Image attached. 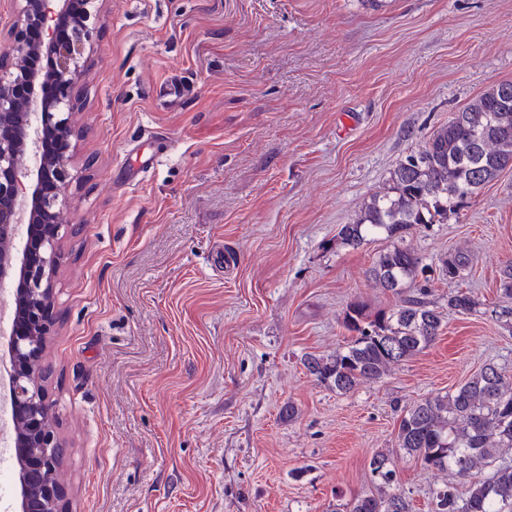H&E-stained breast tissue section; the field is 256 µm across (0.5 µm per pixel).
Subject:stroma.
<instances>
[{
	"label": "stroma",
	"instance_id": "1",
	"mask_svg": "<svg viewBox=\"0 0 512 512\" xmlns=\"http://www.w3.org/2000/svg\"><path fill=\"white\" fill-rule=\"evenodd\" d=\"M87 65L46 382L71 512H334L375 492L378 453L412 512L466 492L397 432L403 407L485 364L512 374V329L491 317L512 304V170L405 240L443 314L430 346L347 394L301 360L350 340V303L394 307L369 276L386 240L338 231L512 80V0H103ZM454 250L478 312L448 310Z\"/></svg>",
	"mask_w": 512,
	"mask_h": 512
}]
</instances>
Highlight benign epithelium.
Wrapping results in <instances>:
<instances>
[{"mask_svg": "<svg viewBox=\"0 0 512 512\" xmlns=\"http://www.w3.org/2000/svg\"><path fill=\"white\" fill-rule=\"evenodd\" d=\"M13 3L12 22L0 28V284L10 285L13 313L0 365L20 465L19 512H66V494L55 477L64 442L44 386L52 369L44 308L53 299L64 237L59 199L71 182L75 137L69 114L87 75L83 58L93 47L100 6L97 0ZM65 17L72 32L59 41L57 25ZM33 23L42 31L38 43L27 38ZM46 52L50 70L31 69V59ZM45 81L54 86L50 106L38 102Z\"/></svg>", "mask_w": 512, "mask_h": 512, "instance_id": "benign-epithelium-1", "label": "benign epithelium"}]
</instances>
